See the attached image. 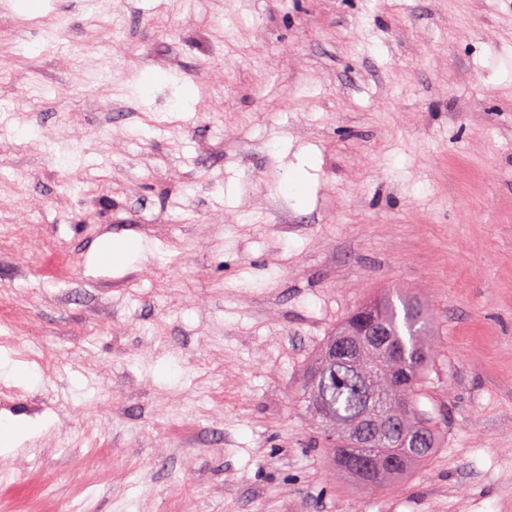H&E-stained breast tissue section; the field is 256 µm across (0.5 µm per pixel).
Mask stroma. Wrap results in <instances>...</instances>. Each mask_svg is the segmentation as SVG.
<instances>
[{"mask_svg":"<svg viewBox=\"0 0 512 512\" xmlns=\"http://www.w3.org/2000/svg\"><path fill=\"white\" fill-rule=\"evenodd\" d=\"M28 2L0 0V419L35 429L0 512H512V0ZM108 231L148 257L100 264ZM392 289L434 312L447 424L369 489L302 389Z\"/></svg>","mask_w":512,"mask_h":512,"instance_id":"1","label":"stroma"}]
</instances>
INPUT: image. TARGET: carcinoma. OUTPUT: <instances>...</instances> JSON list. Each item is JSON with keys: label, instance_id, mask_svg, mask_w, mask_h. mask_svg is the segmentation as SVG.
Here are the masks:
<instances>
[{"label": "carcinoma", "instance_id": "obj_1", "mask_svg": "<svg viewBox=\"0 0 512 512\" xmlns=\"http://www.w3.org/2000/svg\"><path fill=\"white\" fill-rule=\"evenodd\" d=\"M363 311L372 314L379 335H354ZM338 342L346 352L334 357ZM438 352L429 308L395 291L358 307L315 353L303 399L320 421L334 464L357 484L390 483L436 447L442 423L420 408V397Z\"/></svg>", "mask_w": 512, "mask_h": 512}]
</instances>
